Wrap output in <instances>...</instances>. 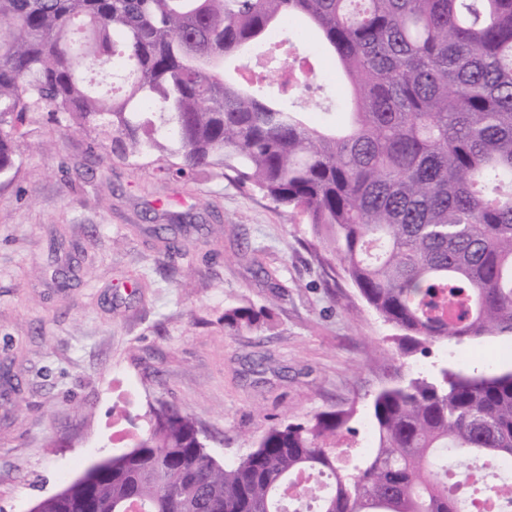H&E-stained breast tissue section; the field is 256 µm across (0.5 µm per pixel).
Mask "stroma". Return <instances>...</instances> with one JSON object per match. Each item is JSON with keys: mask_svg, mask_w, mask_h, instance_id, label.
Instances as JSON below:
<instances>
[{"mask_svg": "<svg viewBox=\"0 0 512 512\" xmlns=\"http://www.w3.org/2000/svg\"><path fill=\"white\" fill-rule=\"evenodd\" d=\"M299 47L306 93L339 111L345 92L313 35ZM0 179V353L19 383L0 399V512H31L99 458L122 451L161 401L190 414L221 461L274 425L355 406L357 447L382 389L448 368H512V337L399 352L383 322L309 225L206 171L165 178L153 158L35 117ZM186 218L163 255L156 225ZM276 272L279 290L265 271ZM270 307L259 332L224 330L225 308Z\"/></svg>", "mask_w": 512, "mask_h": 512, "instance_id": "1", "label": "stroma"}]
</instances>
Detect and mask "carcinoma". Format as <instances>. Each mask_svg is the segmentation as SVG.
Segmentation results:
<instances>
[{"instance_id":"obj_1","label":"carcinoma","mask_w":512,"mask_h":512,"mask_svg":"<svg viewBox=\"0 0 512 512\" xmlns=\"http://www.w3.org/2000/svg\"><path fill=\"white\" fill-rule=\"evenodd\" d=\"M318 32L351 96L345 125L311 124L229 80L254 46L276 62L291 20ZM121 80L104 94L83 71ZM120 157L190 179L216 171L300 214L400 331L398 350L512 334V0H0V177L42 113ZM272 309L224 310L230 333ZM352 406L271 427L221 462L162 402L125 451L39 512H480L448 489L475 458L512 460V369L411 379L374 398L375 448L338 440ZM455 457V468L448 457Z\"/></svg>"}]
</instances>
